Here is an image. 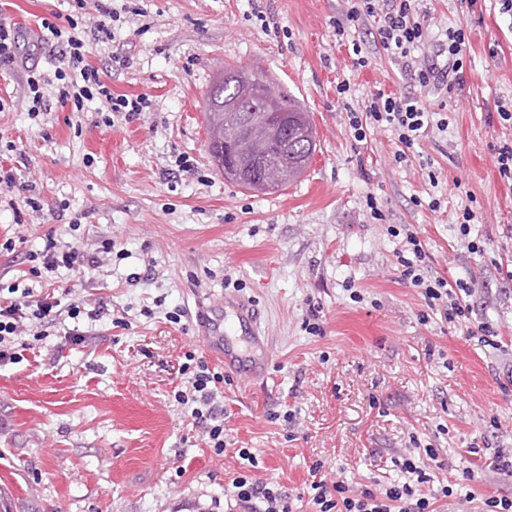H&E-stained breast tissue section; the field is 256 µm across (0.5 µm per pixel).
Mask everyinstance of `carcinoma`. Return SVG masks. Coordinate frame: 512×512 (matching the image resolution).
I'll return each instance as SVG.
<instances>
[{"mask_svg":"<svg viewBox=\"0 0 512 512\" xmlns=\"http://www.w3.org/2000/svg\"><path fill=\"white\" fill-rule=\"evenodd\" d=\"M208 153L238 187L273 192L307 169L316 151L309 113L268 77L226 67L210 89L205 109Z\"/></svg>","mask_w":512,"mask_h":512,"instance_id":"1","label":"carcinoma"}]
</instances>
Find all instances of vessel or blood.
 Returning a JSON list of instances; mask_svg holds the SVG:
<instances>
[{"label":"vessel or blood","mask_w":512,"mask_h":512,"mask_svg":"<svg viewBox=\"0 0 512 512\" xmlns=\"http://www.w3.org/2000/svg\"><path fill=\"white\" fill-rule=\"evenodd\" d=\"M195 319L204 347L226 370L254 378L264 373L267 340L260 332L259 314L249 300L233 297L220 306L198 304Z\"/></svg>","instance_id":"vessel-or-blood-1"}]
</instances>
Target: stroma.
<instances>
[{"label": "stroma", "instance_id": "35a3bbf8", "mask_svg": "<svg viewBox=\"0 0 512 512\" xmlns=\"http://www.w3.org/2000/svg\"><path fill=\"white\" fill-rule=\"evenodd\" d=\"M101 3L121 18L88 62L113 94L147 96L150 108L132 120L98 99L78 110L47 86L51 109L30 120L29 66L59 64L44 22L85 29ZM422 7L431 32L467 26V83L423 94L449 126L400 164L390 131L358 142L348 125L347 107L410 87L385 52L353 67L332 27L345 0H0V22L22 34L14 59L0 61V156L18 162L14 187L0 186V243L15 244L0 252V295L38 288L81 308L33 324L12 344L16 361L0 364V488L15 512H252L225 504L243 473L278 481L292 512H313V464L329 483L385 486L404 480L400 461L418 446L437 453L432 486L453 489L441 512L512 495V478L485 466L512 451V184L491 150L512 138L498 116L512 103V17L500 0ZM260 11L285 34L263 30ZM228 63L265 73L310 114L317 149L280 191L233 186L210 159L206 98ZM182 154L191 171L170 177ZM27 197L43 204L41 222L17 223ZM466 207L483 253L454 229ZM407 224L430 273L475 276L469 320L445 321L400 281ZM51 233L86 256L105 242L112 252L42 283L29 257ZM226 296L255 304L269 363L257 379L225 374L219 455L174 392L187 355H205L191 312ZM312 315L321 334L304 328ZM484 321L506 349L476 335Z\"/></svg>", "mask_w": 512, "mask_h": 512}]
</instances>
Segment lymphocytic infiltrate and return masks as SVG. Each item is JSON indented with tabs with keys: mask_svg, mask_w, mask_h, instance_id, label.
<instances>
[{
	"mask_svg": "<svg viewBox=\"0 0 512 512\" xmlns=\"http://www.w3.org/2000/svg\"><path fill=\"white\" fill-rule=\"evenodd\" d=\"M348 8L344 19L335 21L333 28L337 39L348 36L356 22L373 20L371 34L375 46L381 47L407 76L411 86L407 94L372 96L364 110H348L349 126L356 140H366L368 132L384 128L394 133L401 148L395 158L403 162L416 141L430 130L446 131L447 118H433L422 107L418 91H441L463 88L466 84V47L469 41L465 26L446 29L444 38L431 39L424 22L419 19L420 0H346ZM54 37L65 38L67 48L62 51L59 68L54 76L60 80L57 101L63 105L82 108L84 100L101 96L113 112L136 116L148 106L145 96L112 95L99 78V71L86 61V41L77 23L68 29L50 26ZM432 46L434 58L420 63L419 54L425 46ZM407 255L399 256L400 279L403 283L419 288L428 307L442 312L448 321L468 318L470 307L465 302L473 288L472 279L459 278L448 282L439 275L425 276L423 262L426 254L413 231H406ZM57 300L35 296L32 290L22 291L20 297H0V361L9 358L7 342L28 331L31 320L53 317ZM224 380L221 373L210 368L206 361H197L188 376L184 389L175 394L176 400L190 407L197 426L203 427L210 448L216 454L224 452V413L215 403ZM434 449L423 454L403 458L400 468L405 481L390 484L377 491L370 487L351 489L345 483L313 482L312 501L317 512H438L439 498L448 497V487L429 489L427 472L429 460L435 459ZM234 500L248 503L259 501V512H291L288 496L276 481H260L242 474L232 481Z\"/></svg>",
	"mask_w": 512,
	"mask_h": 512,
	"instance_id": "f902f5d3",
	"label": "lymphocytic infiltrate"
}]
</instances>
